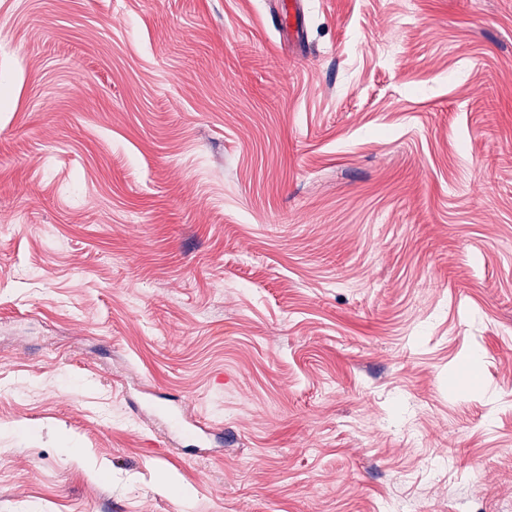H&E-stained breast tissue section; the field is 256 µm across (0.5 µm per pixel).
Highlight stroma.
Instances as JSON below:
<instances>
[{
  "instance_id": "1",
  "label": "stroma",
  "mask_w": 512,
  "mask_h": 512,
  "mask_svg": "<svg viewBox=\"0 0 512 512\" xmlns=\"http://www.w3.org/2000/svg\"><path fill=\"white\" fill-rule=\"evenodd\" d=\"M303 2L0 0V512H512V0Z\"/></svg>"
}]
</instances>
